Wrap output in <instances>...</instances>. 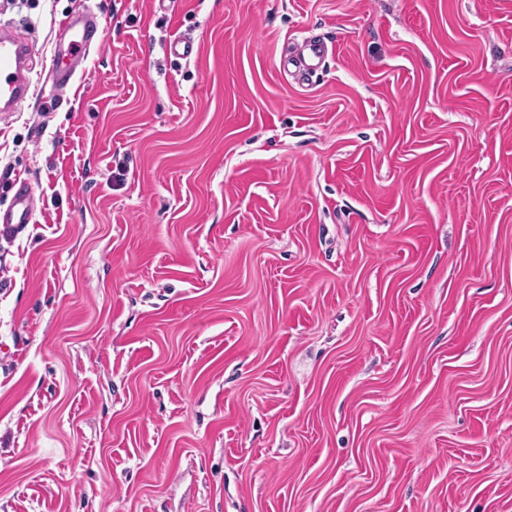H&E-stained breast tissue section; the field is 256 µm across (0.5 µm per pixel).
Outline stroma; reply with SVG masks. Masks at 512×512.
<instances>
[{
  "mask_svg": "<svg viewBox=\"0 0 512 512\" xmlns=\"http://www.w3.org/2000/svg\"><path fill=\"white\" fill-rule=\"evenodd\" d=\"M82 7L76 84L0 120V512H512V0L0 23L45 61ZM305 50H307L306 54H304ZM301 51L302 57L297 59H288V65H292L294 68L298 69L300 77H302L303 74L312 76L324 61L328 52V47L322 43L306 42L302 46ZM316 61H320L319 66L315 65ZM36 208L37 199L31 190L16 195L7 212L0 215L1 235L14 230L21 224H31Z\"/></svg>",
  "mask_w": 512,
  "mask_h": 512,
  "instance_id": "obj_1",
  "label": "stroma"
}]
</instances>
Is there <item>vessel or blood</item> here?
Wrapping results in <instances>:
<instances>
[{
	"label": "vessel or blood",
	"mask_w": 512,
	"mask_h": 512,
	"mask_svg": "<svg viewBox=\"0 0 512 512\" xmlns=\"http://www.w3.org/2000/svg\"><path fill=\"white\" fill-rule=\"evenodd\" d=\"M100 24L95 16L80 9L65 23L69 35L67 43H55L48 64L51 75L50 97H57L71 88L77 75L76 63L84 59L98 32ZM302 57L292 65L305 75L317 70L324 61L328 48L321 43H305ZM39 62L30 38L17 32L14 26L0 24V116L11 117L23 110L38 87L35 78ZM37 208L33 192L16 195L5 214L0 215V231L7 233L16 226L32 223Z\"/></svg>",
	"instance_id": "vessel-or-blood-1"
}]
</instances>
